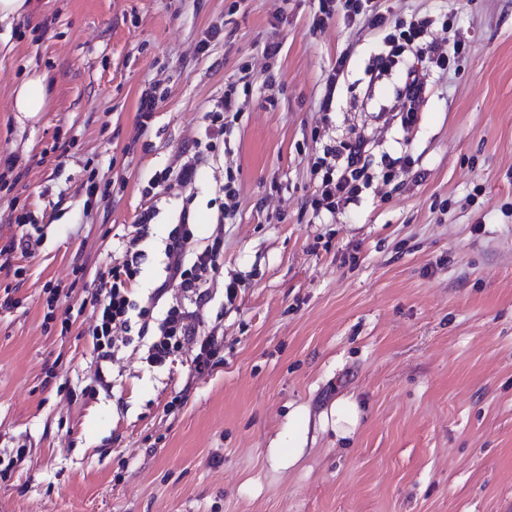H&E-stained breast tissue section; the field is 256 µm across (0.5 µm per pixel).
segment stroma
Returning <instances> with one entry per match:
<instances>
[{"label": "stroma", "instance_id": "1", "mask_svg": "<svg viewBox=\"0 0 512 512\" xmlns=\"http://www.w3.org/2000/svg\"><path fill=\"white\" fill-rule=\"evenodd\" d=\"M383 6L447 19L440 40L466 45L430 70L407 128L385 116L407 59L371 82L382 32L340 16L314 28L318 0H31L0 27V512H512V0ZM215 25L223 39L198 52ZM31 65L48 105L26 119L9 104ZM230 84L240 112L191 191L144 195ZM361 134L371 187L314 211L315 157ZM399 157L410 176L378 180ZM150 206L138 303L182 207L195 248L224 241L202 311L221 353L202 375L194 350L152 366L136 338L102 360L89 334L100 275ZM35 231V253L11 250ZM340 398L361 410L346 439ZM159 98L156 95V86L145 87L140 95L137 109V119L140 127L147 128L152 121L153 112H155ZM335 419L332 424L336 431L337 438L351 437L357 430L361 411L358 404L350 399H339L336 401Z\"/></svg>", "mask_w": 512, "mask_h": 512}]
</instances>
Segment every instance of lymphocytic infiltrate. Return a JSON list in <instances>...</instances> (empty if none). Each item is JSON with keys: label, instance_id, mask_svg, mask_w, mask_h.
Masks as SVG:
<instances>
[{"label": "lymphocytic infiltrate", "instance_id": "f902f5d3", "mask_svg": "<svg viewBox=\"0 0 512 512\" xmlns=\"http://www.w3.org/2000/svg\"><path fill=\"white\" fill-rule=\"evenodd\" d=\"M342 14L345 21L361 22L384 31L387 54L379 58L381 68H389L396 57L409 54L414 63L408 66L402 84L395 92L397 114L402 124H411L417 106L427 90V79L422 64L435 65L447 70L451 55H458L465 45L454 42L451 50H443L432 36V19L423 17L410 22L391 23L383 12L375 8L373 0H320L317 26H325L335 14ZM369 143L365 137L340 147H328L313 164L314 172L320 173L319 192L312 200L314 210L335 212L350 204L368 187L367 153ZM153 209H145L135 220V234L125 244L121 263L108 269L100 281L94 296V308L98 316L90 329L94 348L100 359L111 358L114 345L121 335L138 332L150 337L147 361L150 365H162L171 361L176 353L192 345L197 353L192 360L196 374H204L219 350L218 340L202 335L201 312L209 301L206 283L211 272L218 269L220 242H213L203 251H196L189 236L181 233V226L190 220L189 210L180 213L178 230L169 235L164 255L167 263L163 281L154 288L146 305H139L132 297L130 284L144 258L141 241L147 237ZM178 284L182 299L167 300L170 284ZM164 306L162 317H154L153 310Z\"/></svg>", "mask_w": 512, "mask_h": 512}]
</instances>
